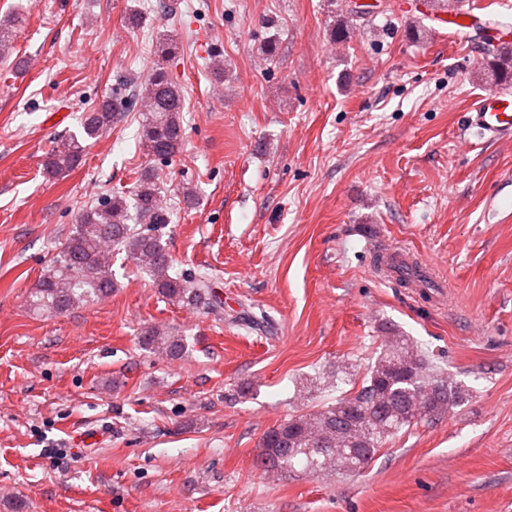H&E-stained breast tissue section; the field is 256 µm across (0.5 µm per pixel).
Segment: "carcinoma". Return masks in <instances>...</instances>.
Returning <instances> with one entry per match:
<instances>
[{
  "label": "carcinoma",
  "mask_w": 512,
  "mask_h": 512,
  "mask_svg": "<svg viewBox=\"0 0 512 512\" xmlns=\"http://www.w3.org/2000/svg\"><path fill=\"white\" fill-rule=\"evenodd\" d=\"M366 14L352 0H340L339 19L330 30L332 40L344 41ZM18 23L17 17L0 21L1 60L10 53L13 29ZM486 54L490 79L500 84L511 82L512 49L488 46ZM127 87L123 77H118L115 98L82 113L79 132L64 137L46 157L45 169L50 175L74 170L83 159L87 141L111 129L116 113L132 99L143 103L142 137L148 154L169 159L178 152L183 111L180 87L161 68L145 82L143 90H134L129 100L121 98ZM157 196L153 174L146 170L133 192V204L122 195H108L84 209L72 225L66 244L30 294L32 310L49 316L111 295L115 287L112 247L116 245L149 274L166 299L223 313L224 300L212 288L207 274L170 275L172 263L157 234V225L167 223V215ZM134 214L147 224L139 229L129 224ZM398 282L406 288H415L419 282L425 288L432 287L414 261L404 262ZM140 343L170 360L181 358L187 350L184 337L160 327L144 330ZM425 391L428 397L421 411L410 412L413 400ZM461 400L462 391L448 384L417 347L403 336H385L376 361L354 395L267 430L255 464L265 473L277 474L297 464L313 472H358L399 431L443 415Z\"/></svg>",
  "instance_id": "1"
}]
</instances>
